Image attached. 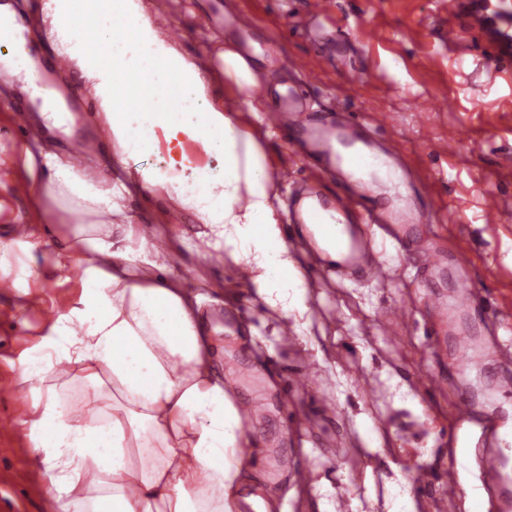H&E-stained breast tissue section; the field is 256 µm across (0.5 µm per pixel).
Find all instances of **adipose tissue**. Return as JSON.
<instances>
[{
  "instance_id": "obj_1",
  "label": "adipose tissue",
  "mask_w": 512,
  "mask_h": 512,
  "mask_svg": "<svg viewBox=\"0 0 512 512\" xmlns=\"http://www.w3.org/2000/svg\"><path fill=\"white\" fill-rule=\"evenodd\" d=\"M121 19L105 33L108 62L91 64L78 32L85 19ZM41 32L91 85L120 160L141 149L163 167L109 179L46 147H25L34 200L65 198L75 211L119 215L132 190L162 188L205 224L201 239L247 273L279 319L306 324V280L277 218L265 156L232 111L213 101V84L165 38L141 0H45ZM5 68L32 83L37 69L23 36ZM46 128L61 127L53 93L34 87ZM200 144L215 167L184 149ZM137 224L78 225L63 252L82 269L75 305L56 312L20 360L19 383L37 392L25 421L34 466L63 512H275L274 496H243L265 474L247 451L233 381L221 365L220 329L200 294L173 275L168 254ZM88 388L80 406L62 408L60 390ZM111 385L104 395L103 385ZM96 463H89L91 452Z\"/></svg>"
}]
</instances>
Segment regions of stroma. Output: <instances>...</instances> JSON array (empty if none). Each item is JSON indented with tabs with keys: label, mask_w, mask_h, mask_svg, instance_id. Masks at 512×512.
I'll use <instances>...</instances> for the list:
<instances>
[{
	"label": "stroma",
	"mask_w": 512,
	"mask_h": 512,
	"mask_svg": "<svg viewBox=\"0 0 512 512\" xmlns=\"http://www.w3.org/2000/svg\"><path fill=\"white\" fill-rule=\"evenodd\" d=\"M32 57L75 112L65 129L38 125L37 106L21 81L0 72V238L30 239L41 278L29 279L25 295L0 289V512H60L47 498L44 480L30 461V443L21 424L33 399L18 382L19 356L46 328L48 317L70 305L80 287L73 263L61 250V236L75 221L62 201L43 199L33 207L26 189L21 145L38 142L70 149L75 140L95 141L93 160L112 174V144L97 117L95 103L85 102L77 75L56 64V52L42 41L43 0H12ZM314 0H142L146 11L168 13L163 27L180 51L209 70L217 100L238 95L210 59L225 41H247V63L255 76L259 113L274 111L293 81L287 61L299 60L319 74L310 117L344 104L365 118V131L394 145L424 192L434 194L441 210L427 235L446 254L465 250L474 260L472 278L502 315L512 320V63L492 62L485 46L468 33V0H332L336 27L320 29ZM250 12L255 24L247 37L230 26L229 17ZM463 28L456 45L443 33ZM455 98V111L441 101ZM23 112H15V104ZM237 112L244 130L261 145L273 179L274 205L281 224L289 222V203L313 187L333 196L335 179L313 170L297 148L258 119ZM454 147L442 155L441 142ZM498 199L486 212L483 194ZM55 223L54 236H40L41 220ZM120 222L162 231L175 240L173 272L205 297L212 324L224 329V367H251L257 384H237L239 399L256 400L266 412L249 431L269 449V484L285 499L287 512H388L386 484L399 465L419 512H438V498L448 477V445L441 440L459 398L475 414L489 409L499 382L512 379V364L486 360L481 371L458 372L455 339L444 336L438 348L426 343L421 325L430 317L429 302L455 291L453 262L429 274L415 252L396 253L378 246L382 275L337 277L331 266L300 245L292 253L307 279L304 319L307 344L297 337L273 334L274 314L239 280L231 258L213 251L201 258L193 251L204 226L163 189L125 201ZM403 307L409 325H391L383 316ZM399 377L410 392L398 397L391 385ZM442 377L437 388L425 380ZM306 416L302 433H290L287 414ZM368 418L382 437L383 453H369L356 428ZM427 462L431 475L416 483L413 468ZM309 468L300 482L297 470ZM323 495H314L316 485Z\"/></svg>",
	"instance_id": "stroma-1"
}]
</instances>
